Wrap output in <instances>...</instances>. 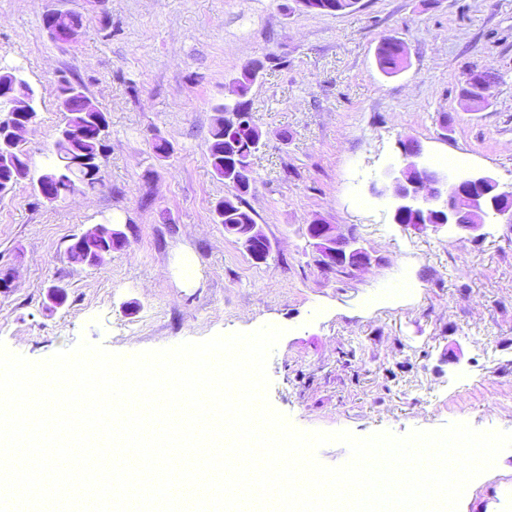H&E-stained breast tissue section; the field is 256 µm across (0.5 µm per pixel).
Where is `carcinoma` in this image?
<instances>
[{
  "instance_id": "obj_1",
  "label": "carcinoma",
  "mask_w": 512,
  "mask_h": 512,
  "mask_svg": "<svg viewBox=\"0 0 512 512\" xmlns=\"http://www.w3.org/2000/svg\"><path fill=\"white\" fill-rule=\"evenodd\" d=\"M316 12L337 15L349 8V0H316ZM377 63L382 72L395 75L403 69L405 63L401 45L391 38L383 39L377 49ZM263 68L260 62L244 67L239 80L242 99L237 108L250 113V105L244 100L254 82L252 73ZM0 84L9 87V100L0 104V112L6 114L5 121L16 122L28 118L27 110L36 107L38 92L30 83H21L9 73L0 72ZM57 106L65 114L64 125L73 130L74 137L57 138L54 152L49 157V167L45 168L46 181L43 194L52 203L77 191L81 186H95L100 181L99 173L77 168L72 160L79 157H105L109 123L99 124L94 120L104 115L86 95L80 85L58 87ZM262 133L254 123L235 131L234 137L224 139V128L214 126L208 144V155L214 174L230 184V169L240 160H252L261 146ZM6 160L0 163V193L10 194L15 187L27 179L30 173L31 157L24 143H12L4 146ZM235 194L220 201L223 209H214V221L218 224H253L255 219L251 210L246 208L244 192L233 186Z\"/></svg>"
}]
</instances>
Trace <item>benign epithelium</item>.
Instances as JSON below:
<instances>
[{
	"mask_svg": "<svg viewBox=\"0 0 512 512\" xmlns=\"http://www.w3.org/2000/svg\"><path fill=\"white\" fill-rule=\"evenodd\" d=\"M35 125V117L22 123L0 125V140L4 143L25 139ZM421 144L409 139L400 146L401 161L387 168L372 190L378 195L392 197V219L401 215L416 218L423 227L429 220L435 228L448 227L483 236L486 221L497 219L512 224V207H504L505 191L499 181L486 171H469L451 176L420 163ZM319 231L315 241L320 246L321 262L325 266H346L351 269L367 267L375 261L372 254L356 238L336 232L333 224L314 222ZM112 238L111 225L99 224L81 233L82 245L74 262L89 267L110 251L107 242Z\"/></svg>",
	"mask_w": 512,
	"mask_h": 512,
	"instance_id": "1",
	"label": "benign epithelium"
}]
</instances>
